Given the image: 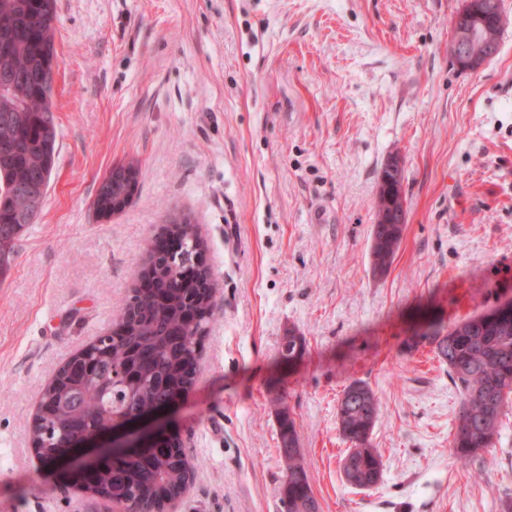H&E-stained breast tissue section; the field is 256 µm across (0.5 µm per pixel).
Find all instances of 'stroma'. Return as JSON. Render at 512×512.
<instances>
[{
	"mask_svg": "<svg viewBox=\"0 0 512 512\" xmlns=\"http://www.w3.org/2000/svg\"><path fill=\"white\" fill-rule=\"evenodd\" d=\"M463 3L56 0L55 167L0 273V512H112L40 462L32 421L182 219L218 292L171 415L194 466L177 512H282L281 394L320 512H503L512 405L494 448L461 467V393L416 341L512 299V0L498 53L474 72L449 51ZM393 155L406 227L380 275L371 236ZM131 161L129 203L99 214L101 183ZM292 329L306 353L287 364ZM353 380L379 401L384 476L369 490L341 469L336 408Z\"/></svg>",
	"mask_w": 512,
	"mask_h": 512,
	"instance_id": "stroma-1",
	"label": "stroma"
}]
</instances>
